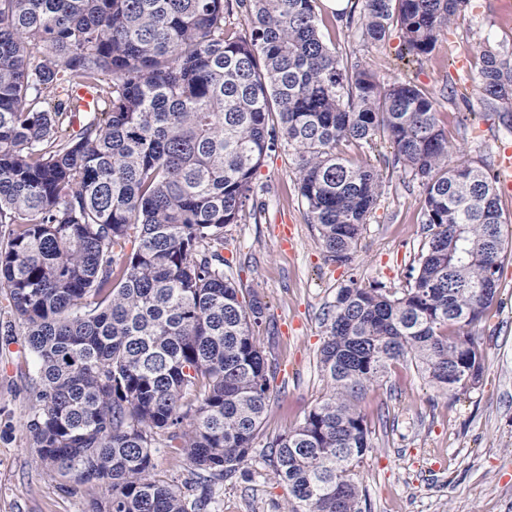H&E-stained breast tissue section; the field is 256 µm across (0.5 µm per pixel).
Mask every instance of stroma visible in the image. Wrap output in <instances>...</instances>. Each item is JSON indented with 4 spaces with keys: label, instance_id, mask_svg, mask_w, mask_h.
I'll return each instance as SVG.
<instances>
[{
    "label": "stroma",
    "instance_id": "stroma-1",
    "mask_svg": "<svg viewBox=\"0 0 512 512\" xmlns=\"http://www.w3.org/2000/svg\"><path fill=\"white\" fill-rule=\"evenodd\" d=\"M329 46L363 58L385 82L413 81L439 101L438 120L455 151L450 164L497 161L512 146V127L483 111L471 78L486 44L512 58V6L507 0H470L434 51L407 60L398 34L365 45L356 28L316 0ZM461 100L448 99L449 90ZM352 163L373 164L385 190L368 218L353 261L328 260L307 224L298 193L295 153L278 148L264 158L255 180L258 222L224 230V270L266 306L259 343L274 370L260 436L242 474L214 485L219 512H288L287 485L274 474L267 442L303 422L327 391L319 367L323 314L340 288L357 281L404 288L427 232L421 222L424 192L403 170L386 165V141L341 144ZM0 298V512H88L100 488L46 474L22 431L34 387V360L24 328ZM473 334L481 350V382L453 398L397 363L361 402L372 449L358 472L362 512H512V255L504 261L496 300Z\"/></svg>",
    "mask_w": 512,
    "mask_h": 512
}]
</instances>
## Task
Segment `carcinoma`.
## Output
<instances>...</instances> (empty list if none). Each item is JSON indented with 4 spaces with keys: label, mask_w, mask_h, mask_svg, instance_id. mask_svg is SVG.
Masks as SVG:
<instances>
[{
    "label": "carcinoma",
    "mask_w": 512,
    "mask_h": 512,
    "mask_svg": "<svg viewBox=\"0 0 512 512\" xmlns=\"http://www.w3.org/2000/svg\"><path fill=\"white\" fill-rule=\"evenodd\" d=\"M314 2L0 0V294L36 363L23 428L47 471L104 490L92 512H209L212 486L247 461L271 365L264 305L224 274V228L257 219L255 174L280 141L333 262H351L383 191L343 142L391 144L429 231L400 293L340 288L319 358L330 390L268 442L303 512H361L358 402L392 364L451 396L482 379L466 328L508 249L494 168L448 166L435 97L330 48ZM468 2L355 0L346 25L371 46L395 29L420 61ZM479 54L474 89L505 119L512 61ZM81 88L97 108L76 128ZM159 448L189 477L155 479Z\"/></svg>",
    "instance_id": "1"
}]
</instances>
